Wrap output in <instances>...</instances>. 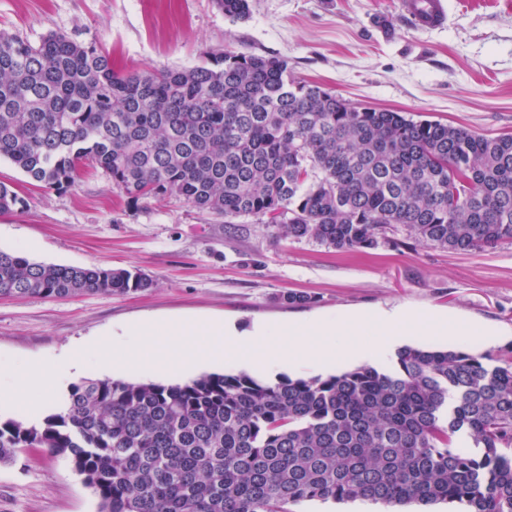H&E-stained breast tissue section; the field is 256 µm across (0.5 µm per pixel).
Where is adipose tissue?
<instances>
[{
	"instance_id": "1",
	"label": "adipose tissue",
	"mask_w": 512,
	"mask_h": 512,
	"mask_svg": "<svg viewBox=\"0 0 512 512\" xmlns=\"http://www.w3.org/2000/svg\"><path fill=\"white\" fill-rule=\"evenodd\" d=\"M84 369L81 355L76 352L48 366L32 364L14 370L8 382H0V406L28 416L38 415L42 407L30 400L29 389L36 387L43 396H50L61 381L80 375Z\"/></svg>"
}]
</instances>
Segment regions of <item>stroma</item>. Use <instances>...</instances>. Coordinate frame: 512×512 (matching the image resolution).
<instances>
[{
    "label": "stroma",
    "instance_id": "stroma-1",
    "mask_svg": "<svg viewBox=\"0 0 512 512\" xmlns=\"http://www.w3.org/2000/svg\"><path fill=\"white\" fill-rule=\"evenodd\" d=\"M445 27L418 31L397 0H251L231 22L213 0H0V33L39 43L49 32L96 43L115 70L191 68L232 50L287 59L299 81L359 106L416 120L512 134V0H447ZM0 183L20 198L0 214V250L31 261L138 269L154 286L124 296L0 298V378L12 368L64 357L79 343L150 320L300 327L314 320L402 309L497 330L474 355L512 361V243L456 253L408 241L367 252L312 241L275 242L252 220L223 224L182 199L131 201L101 169L82 165L72 187L49 189L8 160ZM287 292L313 296L287 307ZM224 357L182 374L113 371L130 383L181 384L243 372ZM70 459L33 448L0 465V512H98Z\"/></svg>",
    "mask_w": 512,
    "mask_h": 512
}]
</instances>
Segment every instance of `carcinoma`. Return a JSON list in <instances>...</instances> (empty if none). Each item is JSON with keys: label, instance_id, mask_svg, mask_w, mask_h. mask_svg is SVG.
Masks as SVG:
<instances>
[{"label": "carcinoma", "instance_id": "1", "mask_svg": "<svg viewBox=\"0 0 512 512\" xmlns=\"http://www.w3.org/2000/svg\"><path fill=\"white\" fill-rule=\"evenodd\" d=\"M240 21L250 0H214ZM0 158L48 188L100 168L138 201L174 195L276 241L467 253L512 243V135L359 107L288 61L226 50L189 69L118 72L93 43L0 33ZM19 198L0 184V213ZM137 270L0 250V297L126 295ZM394 370L88 379L37 426L0 421V464L71 458L99 512H291L302 501L512 512V362L403 346Z\"/></svg>", "mask_w": 512, "mask_h": 512}]
</instances>
